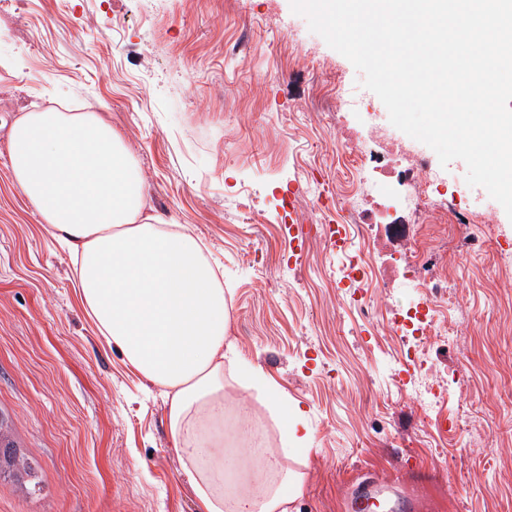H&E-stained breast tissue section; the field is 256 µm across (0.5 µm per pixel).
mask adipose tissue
<instances>
[{
    "instance_id": "obj_1",
    "label": "adipose tissue",
    "mask_w": 512,
    "mask_h": 512,
    "mask_svg": "<svg viewBox=\"0 0 512 512\" xmlns=\"http://www.w3.org/2000/svg\"><path fill=\"white\" fill-rule=\"evenodd\" d=\"M10 167L50 234L70 254L76 290L98 334L163 390L169 436L199 512H288L299 479L224 487V371L272 384L227 341L224 287L199 242L144 211L140 167L93 112L23 113Z\"/></svg>"
}]
</instances>
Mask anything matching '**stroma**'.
<instances>
[{"label":"stroma","mask_w":512,"mask_h":512,"mask_svg":"<svg viewBox=\"0 0 512 512\" xmlns=\"http://www.w3.org/2000/svg\"><path fill=\"white\" fill-rule=\"evenodd\" d=\"M360 79L290 0H0V414L39 485L0 478V512H197L160 388L98 335L12 176L13 120L59 106L121 136L149 213L223 272L241 358L304 410L311 442L273 461L303 484L290 512H348L355 493L406 512L394 477L409 470L441 512H512V220L493 200L469 224L407 212L412 186L347 166L344 140L364 146L389 121ZM340 95L356 107L336 108ZM433 173L469 213L465 164ZM391 199L411 226L403 259L434 258L447 296L406 286L390 262L397 243L376 219ZM470 234L482 248L462 246ZM352 254L378 276L337 287ZM425 306L449 333L411 359L391 318ZM433 383L440 416L463 423L445 445L416 397ZM224 390L232 465L256 444L286 448L263 394L230 376Z\"/></svg>","instance_id":"obj_1"}]
</instances>
